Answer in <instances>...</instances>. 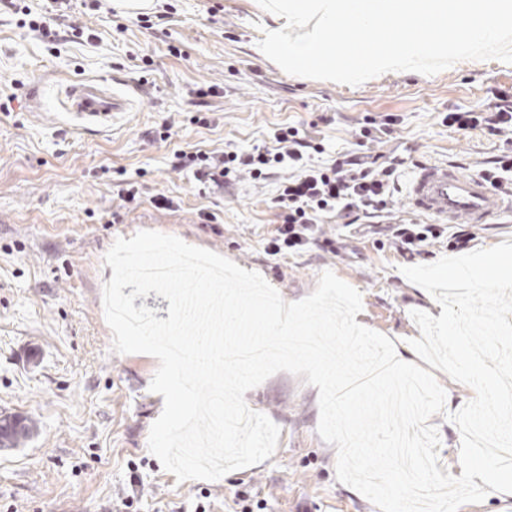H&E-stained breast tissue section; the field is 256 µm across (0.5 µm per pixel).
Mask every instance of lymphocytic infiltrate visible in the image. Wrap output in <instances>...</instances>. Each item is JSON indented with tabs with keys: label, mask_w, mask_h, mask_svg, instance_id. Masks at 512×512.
<instances>
[{
	"label": "lymphocytic infiltrate",
	"mask_w": 512,
	"mask_h": 512,
	"mask_svg": "<svg viewBox=\"0 0 512 512\" xmlns=\"http://www.w3.org/2000/svg\"><path fill=\"white\" fill-rule=\"evenodd\" d=\"M447 119L449 127L458 131L481 129L506 135L512 133V101L505 99L487 109L462 108ZM321 151L314 137L289 125L275 133L269 148L219 154L178 151L174 157L176 168H193L199 181L218 191L246 176L264 180L269 170H287L274 198L278 222L270 246L277 254L299 251L315 241L328 214L354 224L388 211L390 180L400 159L381 161L350 151L320 163L313 161V154Z\"/></svg>",
	"instance_id": "f902f5d3"
}]
</instances>
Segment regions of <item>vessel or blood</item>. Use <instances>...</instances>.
I'll return each instance as SVG.
<instances>
[{"instance_id":"1","label":"vessel or blood","mask_w":512,"mask_h":512,"mask_svg":"<svg viewBox=\"0 0 512 512\" xmlns=\"http://www.w3.org/2000/svg\"><path fill=\"white\" fill-rule=\"evenodd\" d=\"M66 117L80 130L110 126L129 100L103 79H82L64 86ZM413 212L445 224H489L512 213V194L495 191L478 173L465 174L446 164H417L406 189Z\"/></svg>"}]
</instances>
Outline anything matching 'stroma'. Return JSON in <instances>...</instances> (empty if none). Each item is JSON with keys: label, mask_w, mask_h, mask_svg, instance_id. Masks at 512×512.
Here are the masks:
<instances>
[{"label": "stroma", "mask_w": 512, "mask_h": 512, "mask_svg": "<svg viewBox=\"0 0 512 512\" xmlns=\"http://www.w3.org/2000/svg\"><path fill=\"white\" fill-rule=\"evenodd\" d=\"M154 19L72 0L58 29L80 24L93 39L50 45L23 14L0 10V413L33 419V435L0 450V512H379L336 479V448L317 433L316 387L279 372L245 395L280 429L275 453L216 481L177 482L148 450L163 410L150 391L158 360L113 352L103 286L104 256L142 230L174 235L260 273L287 302L314 291L323 271L359 290L361 323L394 344L420 337L414 310L436 302L402 274L451 255L449 225L424 253L396 250L368 226L327 216L305 250L270 255L278 177L242 179L233 194L205 190L174 153L247 152L273 131L300 124L326 156L352 149L359 128L392 115L373 155H396L389 221L410 222L405 187L415 164L469 173L495 159L502 137L449 128L448 112L488 107L512 94V64L465 62L432 76L388 74L351 87L289 75L253 50L261 21L252 0H154ZM99 78L127 92L133 111L86 132L59 114L69 78ZM212 97H196L200 87ZM205 123H194L196 115ZM172 126L169 140L153 135ZM137 184L135 203L118 187ZM164 194L169 206L153 201Z\"/></svg>", "instance_id": "obj_1"}]
</instances>
